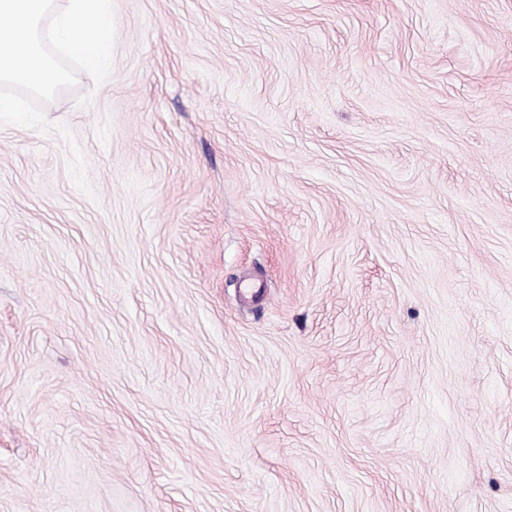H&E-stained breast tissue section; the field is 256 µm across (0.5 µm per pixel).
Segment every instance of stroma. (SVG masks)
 <instances>
[{
    "mask_svg": "<svg viewBox=\"0 0 512 512\" xmlns=\"http://www.w3.org/2000/svg\"><path fill=\"white\" fill-rule=\"evenodd\" d=\"M0 124V512H512V0H114Z\"/></svg>",
    "mask_w": 512,
    "mask_h": 512,
    "instance_id": "stroma-1",
    "label": "stroma"
}]
</instances>
